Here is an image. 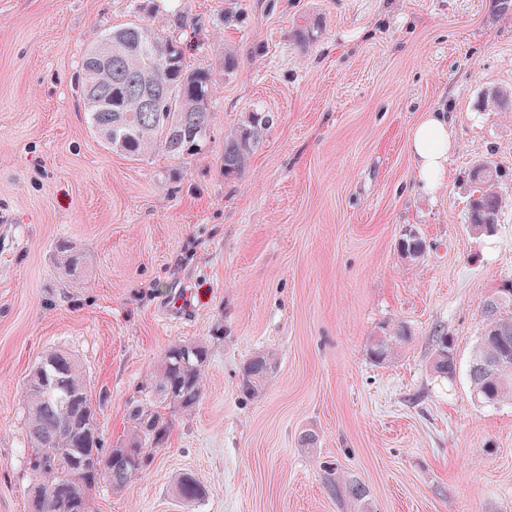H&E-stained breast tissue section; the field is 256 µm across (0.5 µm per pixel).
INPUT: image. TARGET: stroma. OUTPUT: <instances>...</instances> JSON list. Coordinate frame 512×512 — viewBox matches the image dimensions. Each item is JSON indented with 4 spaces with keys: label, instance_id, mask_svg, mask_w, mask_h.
Here are the masks:
<instances>
[{
    "label": "stroma",
    "instance_id": "obj_1",
    "mask_svg": "<svg viewBox=\"0 0 512 512\" xmlns=\"http://www.w3.org/2000/svg\"><path fill=\"white\" fill-rule=\"evenodd\" d=\"M140 14L187 23L189 66L213 74L194 156L137 160L91 128L82 55ZM491 90L512 95L503 0H0V512H29L22 388L47 351L81 361L110 448L184 341L209 350L200 402L92 512H512V400L480 401L468 375L483 304L512 284V102ZM440 106L456 146L431 195L409 132ZM257 111L275 121L225 177L224 135ZM480 163L505 199L487 233L467 219ZM61 240L84 256L75 276ZM396 324L410 342L374 362ZM441 333L448 376L431 368ZM259 353L273 369L243 393ZM185 473L205 488L191 504ZM59 269L65 276H74L83 263L82 255L66 241H59L55 246ZM205 494L204 486L192 474L181 475L176 484V495L186 503H193Z\"/></svg>",
    "mask_w": 512,
    "mask_h": 512
}]
</instances>
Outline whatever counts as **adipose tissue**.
Wrapping results in <instances>:
<instances>
[{"label": "adipose tissue", "mask_w": 512, "mask_h": 512, "mask_svg": "<svg viewBox=\"0 0 512 512\" xmlns=\"http://www.w3.org/2000/svg\"><path fill=\"white\" fill-rule=\"evenodd\" d=\"M454 145V132L443 113L432 112L410 134V146L416 172L430 192H438L448 155Z\"/></svg>", "instance_id": "ef3b65f1"}]
</instances>
